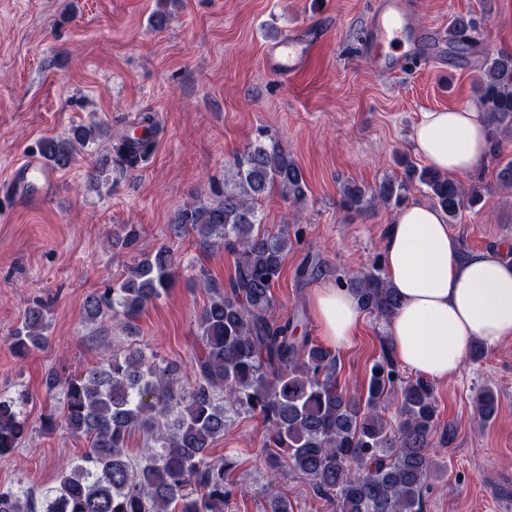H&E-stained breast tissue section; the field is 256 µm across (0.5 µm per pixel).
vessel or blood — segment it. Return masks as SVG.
<instances>
[{"instance_id":"vessel-or-blood-1","label":"vessel or blood","mask_w":512,"mask_h":512,"mask_svg":"<svg viewBox=\"0 0 512 512\" xmlns=\"http://www.w3.org/2000/svg\"><path fill=\"white\" fill-rule=\"evenodd\" d=\"M415 0H379L362 43L363 56L380 70L396 69L398 63L383 51L385 42L397 31H408L415 11ZM314 40L297 33L266 46L264 63L276 77L294 78L304 67ZM56 177L39 160L26 159L15 170L11 180L0 186V194L15 201H34L46 195Z\"/></svg>"}]
</instances>
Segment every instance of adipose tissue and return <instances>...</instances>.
Returning <instances> with one entry per match:
<instances>
[{"label": "adipose tissue", "mask_w": 512, "mask_h": 512, "mask_svg": "<svg viewBox=\"0 0 512 512\" xmlns=\"http://www.w3.org/2000/svg\"><path fill=\"white\" fill-rule=\"evenodd\" d=\"M486 136L481 113L457 108L424 113L411 141L432 169L457 179L483 163ZM382 259L400 299L389 339L408 370L439 382L462 368L472 343L494 349L512 340V256L502 249L461 254L441 210L402 208L386 227ZM311 303L326 343L350 345L362 321L350 292L319 288Z\"/></svg>", "instance_id": "adipose-tissue-1"}]
</instances>
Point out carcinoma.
<instances>
[{
    "mask_svg": "<svg viewBox=\"0 0 512 512\" xmlns=\"http://www.w3.org/2000/svg\"><path fill=\"white\" fill-rule=\"evenodd\" d=\"M474 15L454 18L450 32L464 43L480 28ZM480 96L488 125L487 155L501 153L502 135L512 132V55L487 61ZM103 130L92 122L66 138H45L38 153L55 170L74 161L77 147ZM148 134L121 139L115 152L132 167L152 154ZM401 179L368 189L351 184L342 205L360 212L374 201L400 206L410 187L427 188L433 205L453 223L464 205L482 200L480 186L467 188L431 168L404 160ZM224 190L209 202L182 209L177 228L193 234L204 249L225 248L236 255L234 273L220 281L203 267L194 284L209 295L197 320L198 352L193 381L181 383L180 366L142 349L112 352L80 375L49 368L42 380L45 397L58 404L39 418L52 435L65 429L86 437L88 448L57 482L38 491L23 485L0 487V512H224L235 494L225 482L230 461L209 456L242 413L262 417L268 431L269 480L281 461L306 476L316 493L332 498L336 512H424L425 490L434 462L430 448L437 416L434 388L420 376L402 372L385 341L369 370L366 392L356 397L339 388L332 350L297 334L303 314L276 315L273 288L295 240L287 231L263 227L257 201L277 189L295 202L308 190L301 168L277 140L260 139L237 152ZM139 228L124 224L115 244L134 253ZM176 278L169 249L141 252L125 276L86 298L91 323L118 319L129 327L143 309L168 293ZM360 308L389 319L399 299L383 268L360 275L336 272ZM47 306L37 300L8 337L24 356L42 347ZM29 393L0 396V456L19 447L30 429L24 406ZM479 418L488 423L498 411L497 394L481 387L474 397ZM140 433L144 446L133 453L129 438Z\"/></svg>",
    "mask_w": 512,
    "mask_h": 512,
    "instance_id": "carcinoma-1",
    "label": "carcinoma"
}]
</instances>
